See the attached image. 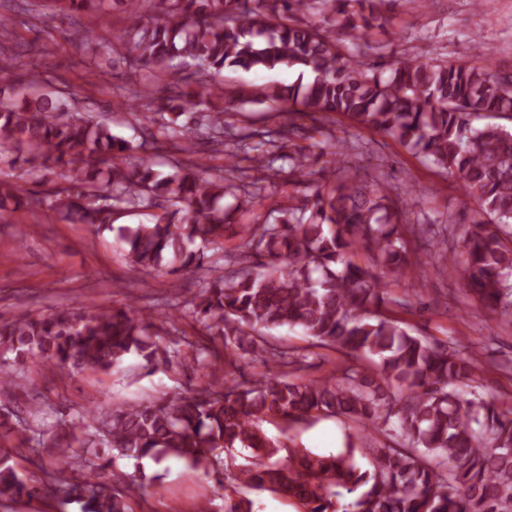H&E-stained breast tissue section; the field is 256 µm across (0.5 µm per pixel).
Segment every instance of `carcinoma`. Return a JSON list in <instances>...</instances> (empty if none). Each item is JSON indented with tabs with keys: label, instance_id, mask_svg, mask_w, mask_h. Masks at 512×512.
<instances>
[{
	"label": "carcinoma",
	"instance_id": "cac0c4a2",
	"mask_svg": "<svg viewBox=\"0 0 512 512\" xmlns=\"http://www.w3.org/2000/svg\"><path fill=\"white\" fill-rule=\"evenodd\" d=\"M104 2L0 0V8L36 20L52 5L92 17ZM110 2L124 25L102 53L98 31L85 29L82 47L96 53L86 84L96 85L103 64L173 81L175 105L145 88L132 92L141 118L180 153L207 140L224 154V174L210 178L202 165L175 158L159 176L148 141L135 146L115 138L106 118L75 110L80 89L63 79L56 87L36 65L16 61L12 24L0 13V152L19 151L13 163L20 167H58L63 179L46 196H24L18 183L0 180V223L22 207L47 209L97 232L117 231L135 273L209 267L214 275L195 295L168 302L194 316L204 333L188 357L169 314L156 319L129 304H79L0 321V351L76 373L109 372L135 354L148 368L193 365L207 381L148 403H124L106 417L89 411L79 435L59 418L67 440L49 439L54 462L38 464L36 479L20 473L14 457L34 454L43 442L25 434L1 447L0 500L61 498L81 512H133L143 485L106 474L114 459H176L207 477L226 465L220 454L243 448L250 455L224 486V512H251V502L237 497L241 486L291 498L303 512H512V412L478 391L475 359L456 340L412 334L393 310L405 301L389 289L413 269L424 245L462 267L483 309L512 319V128L476 124L512 121V74L385 53L366 35L382 26L383 8L394 0ZM320 5V21L297 18ZM350 36L362 41L354 55L346 49ZM282 66H297L307 78L229 86L221 77L227 68ZM253 104L286 110L288 121L229 142L226 116ZM297 114L343 116L457 177L476 203L471 224L461 231L451 217L438 229L406 223L400 196L341 166L354 149L345 141L317 171L321 155L306 148L281 155ZM135 149L144 155L127 162L124 153ZM283 157L295 176L318 173L321 182L302 200L275 202L263 221L242 223ZM114 208L148 220L116 227ZM458 237L463 250L448 252V240ZM220 238L237 239L238 249L224 255L222 267L206 255ZM254 256L268 259L265 270L249 263ZM285 326L335 350L340 365L317 380L290 379L286 368L301 369L306 355L271 336ZM246 355L263 367L248 378L237 365ZM327 416L359 427L335 455L262 429L269 419L300 424ZM75 443L104 449L100 462L72 461Z\"/></svg>",
	"mask_w": 512,
	"mask_h": 512
}]
</instances>
